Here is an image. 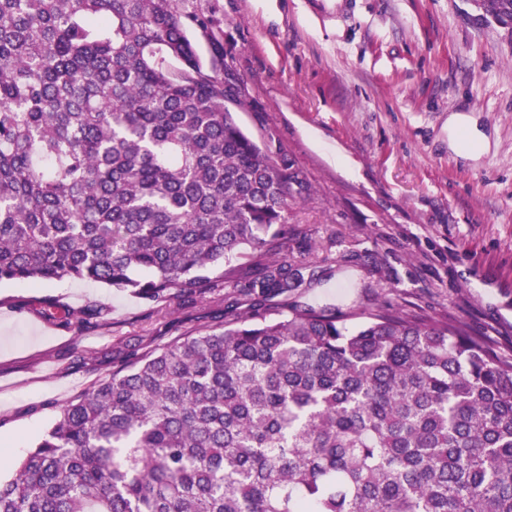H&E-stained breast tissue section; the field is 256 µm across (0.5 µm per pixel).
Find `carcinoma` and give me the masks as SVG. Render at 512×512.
<instances>
[{
    "mask_svg": "<svg viewBox=\"0 0 512 512\" xmlns=\"http://www.w3.org/2000/svg\"><path fill=\"white\" fill-rule=\"evenodd\" d=\"M178 0H0V282L192 298L269 256L224 323L67 402L0 512H512V356L461 321L292 301L294 204ZM492 18L512 0H475Z\"/></svg>",
    "mask_w": 512,
    "mask_h": 512,
    "instance_id": "obj_1",
    "label": "carcinoma"
}]
</instances>
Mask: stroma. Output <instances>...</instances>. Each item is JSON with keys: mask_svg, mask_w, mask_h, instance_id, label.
<instances>
[{"mask_svg": "<svg viewBox=\"0 0 512 512\" xmlns=\"http://www.w3.org/2000/svg\"><path fill=\"white\" fill-rule=\"evenodd\" d=\"M354 3L323 19L307 0H179L219 35L243 128L303 182L284 253L333 276L295 299L457 319L512 354V38L473 0ZM453 115L486 152L450 148ZM224 295L160 306L89 280L1 282L0 478L133 347L222 324ZM47 300L75 323L42 317Z\"/></svg>", "mask_w": 512, "mask_h": 512, "instance_id": "stroma-1", "label": "stroma"}]
</instances>
